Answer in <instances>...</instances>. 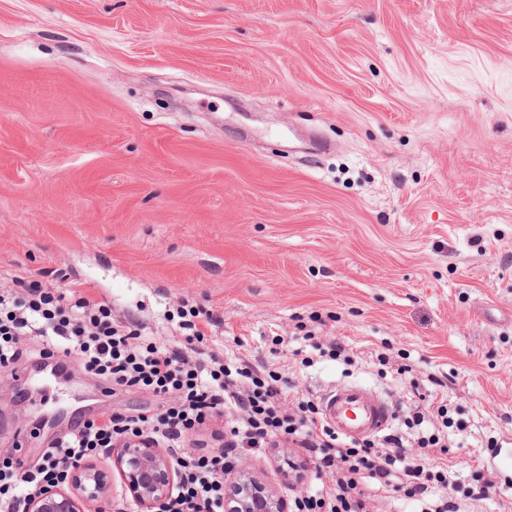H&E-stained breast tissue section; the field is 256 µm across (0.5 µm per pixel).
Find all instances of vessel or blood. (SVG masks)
Listing matches in <instances>:
<instances>
[{"instance_id": "1", "label": "vessel or blood", "mask_w": 512, "mask_h": 512, "mask_svg": "<svg viewBox=\"0 0 512 512\" xmlns=\"http://www.w3.org/2000/svg\"><path fill=\"white\" fill-rule=\"evenodd\" d=\"M322 410L326 422L337 433L353 439L382 433L393 416L388 402L361 385H343L327 391Z\"/></svg>"}]
</instances>
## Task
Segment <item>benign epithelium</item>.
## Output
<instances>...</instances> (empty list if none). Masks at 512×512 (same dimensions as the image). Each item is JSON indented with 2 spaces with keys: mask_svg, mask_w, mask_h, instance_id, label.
Segmentation results:
<instances>
[{
  "mask_svg": "<svg viewBox=\"0 0 512 512\" xmlns=\"http://www.w3.org/2000/svg\"><path fill=\"white\" fill-rule=\"evenodd\" d=\"M123 482L146 512L163 503L176 481L172 460L144 437L128 438L112 448ZM112 471L88 458L71 466L65 482L31 499L25 512H90L110 490ZM224 512H286L284 500L267 482L250 473L224 485Z\"/></svg>",
  "mask_w": 512,
  "mask_h": 512,
  "instance_id": "benign-epithelium-1",
  "label": "benign epithelium"
}]
</instances>
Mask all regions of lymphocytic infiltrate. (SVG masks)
Returning <instances> with one entry per match:
<instances>
[{"instance_id":"f902f5d3","label":"lymphocytic infiltrate","mask_w":512,"mask_h":512,"mask_svg":"<svg viewBox=\"0 0 512 512\" xmlns=\"http://www.w3.org/2000/svg\"><path fill=\"white\" fill-rule=\"evenodd\" d=\"M178 316L184 341L167 345L147 338L137 319L114 316L111 306L84 285L63 287L19 276L0 285V368L19 361L26 340L37 337L41 358L79 355L88 372L112 387L144 391L165 403L151 417L114 413L78 421L38 466L0 455V512H24L34 492L65 480L66 465L133 435L177 453L179 480L160 512H224V483L238 457L263 455L281 437L306 449L312 460L316 490L295 499L296 512H370L372 500L388 495L427 502V512H459L446 461L447 430L454 421L444 402L416 409L405 421L410 435L347 441L324 421L316 399L289 398L281 376L268 364L241 358L227 364L209 351L204 340L216 314L196 306L179 310ZM222 414L232 418L223 447L204 455L184 452L188 437ZM432 414L440 427L415 433ZM407 443L419 454L406 464L400 450Z\"/></svg>"}]
</instances>
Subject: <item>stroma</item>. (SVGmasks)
Segmentation results:
<instances>
[{
	"label": "stroma",
	"instance_id": "stroma-1",
	"mask_svg": "<svg viewBox=\"0 0 512 512\" xmlns=\"http://www.w3.org/2000/svg\"><path fill=\"white\" fill-rule=\"evenodd\" d=\"M86 282L300 394L443 399L460 512L512 502V0H0V274ZM342 342L345 357L320 354ZM391 360L379 365L376 355ZM0 371V452L153 416L70 356ZM496 438L498 447L488 445ZM499 491L467 499L477 464ZM277 448L238 471L282 483Z\"/></svg>",
	"mask_w": 512,
	"mask_h": 512
}]
</instances>
